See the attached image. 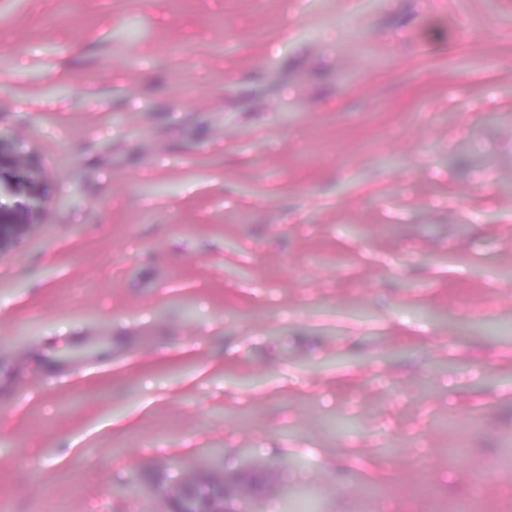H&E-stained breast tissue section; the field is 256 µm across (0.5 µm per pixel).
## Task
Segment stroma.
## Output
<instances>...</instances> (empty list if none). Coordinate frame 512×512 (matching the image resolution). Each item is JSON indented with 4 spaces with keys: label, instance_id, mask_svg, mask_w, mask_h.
<instances>
[{
    "label": "stroma",
    "instance_id": "35a3bbf8",
    "mask_svg": "<svg viewBox=\"0 0 512 512\" xmlns=\"http://www.w3.org/2000/svg\"><path fill=\"white\" fill-rule=\"evenodd\" d=\"M0 134V512H512V0H0ZM4 161L26 168L31 175L32 182L36 179L38 174L36 163L26 156L15 153L10 142L0 134V165ZM26 208L30 220L19 223L0 202V259L9 255L26 241L45 208V200L39 194H32ZM228 478L224 477L221 481H213L212 484L216 490L214 498H209L203 502H197L193 510L189 512H224L226 510V503L231 498L230 496L224 497V483H228Z\"/></svg>",
    "mask_w": 512,
    "mask_h": 512
}]
</instances>
